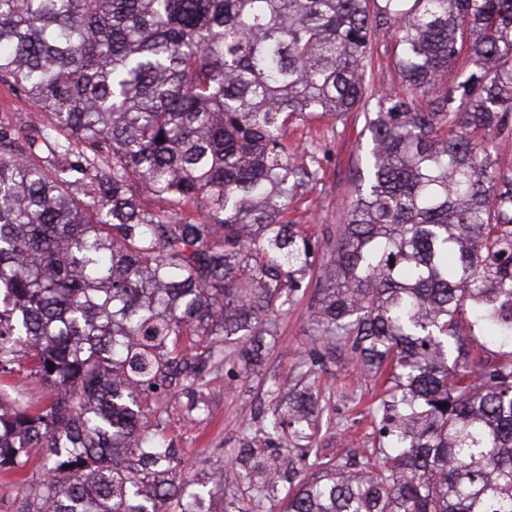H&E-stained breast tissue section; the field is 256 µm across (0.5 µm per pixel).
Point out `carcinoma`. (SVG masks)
<instances>
[{
    "label": "carcinoma",
    "mask_w": 512,
    "mask_h": 512,
    "mask_svg": "<svg viewBox=\"0 0 512 512\" xmlns=\"http://www.w3.org/2000/svg\"><path fill=\"white\" fill-rule=\"evenodd\" d=\"M369 2L0 0V82L40 114L0 123V469L49 460L26 512H204L140 403L206 413L209 368L260 367L316 268L311 362L346 340L385 376L377 448L282 472L300 393L234 450L253 495L225 512H512V0ZM382 27L402 88L313 242L288 126L355 108Z\"/></svg>",
    "instance_id": "obj_1"
}]
</instances>
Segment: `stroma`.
<instances>
[{"label":"stroma","instance_id":"obj_1","mask_svg":"<svg viewBox=\"0 0 512 512\" xmlns=\"http://www.w3.org/2000/svg\"><path fill=\"white\" fill-rule=\"evenodd\" d=\"M393 51L391 33H378L367 58V92L348 116L311 126L298 124L288 133L289 145L302 149L300 161L319 170L318 181L288 208L289 221L304 225L312 237L341 224L355 197V164L369 141L366 121L377 109L376 94L401 85ZM311 139L318 147L313 156L303 152ZM310 313L311 301L305 296L288 312L277 314V336L257 372L231 377L222 369L209 375L204 388L208 416L192 423L181 408H171L163 435L183 464L182 475L192 491L204 496L207 512H224L225 502L233 499L248 500V485L216 484L211 476L224 468L226 452L238 447L244 433L260 428L265 412L278 399L270 391L271 384L294 375L297 364L320 348ZM313 381L323 410L314 438L321 454L333 459L341 453L361 455L372 448L377 440L372 409L383 397L381 380L360 372L350 351L340 348L333 359L316 366ZM44 464L43 450L35 448L21 473L0 472V512H15L19 502L38 491Z\"/></svg>","mask_w":512,"mask_h":512}]
</instances>
